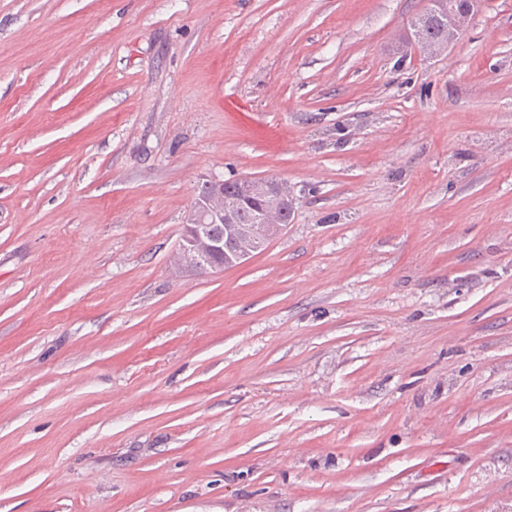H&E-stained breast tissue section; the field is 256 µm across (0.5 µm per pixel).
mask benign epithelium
Here are the masks:
<instances>
[{
  "instance_id": "obj_1",
  "label": "benign epithelium",
  "mask_w": 512,
  "mask_h": 512,
  "mask_svg": "<svg viewBox=\"0 0 512 512\" xmlns=\"http://www.w3.org/2000/svg\"><path fill=\"white\" fill-rule=\"evenodd\" d=\"M485 0H430L434 12L448 16V38L429 40L419 34L420 20L406 23V47L425 58L448 53L468 30ZM296 197L287 182L275 177H239L231 192L224 181L204 178L187 212L181 243L172 259L179 272L206 275L238 267L282 234L295 211ZM252 208L251 221L238 220L242 208Z\"/></svg>"
}]
</instances>
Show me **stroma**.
Masks as SVG:
<instances>
[{
    "label": "stroma",
    "instance_id": "35a3bbf8",
    "mask_svg": "<svg viewBox=\"0 0 512 512\" xmlns=\"http://www.w3.org/2000/svg\"><path fill=\"white\" fill-rule=\"evenodd\" d=\"M0 0V512H512V0ZM295 188L170 264L201 178ZM434 12L448 15V20L428 12L417 14L421 18L422 35L419 34L420 20L411 19L406 23V45L416 54L425 58H436L448 53V48L456 43L468 30L472 20L478 15L485 0H430ZM448 38V39H445ZM232 180L203 178L199 182L172 259L178 272L203 276L241 266L288 226L297 198L287 182L275 177H238L235 187ZM245 206L252 213L246 208L239 216Z\"/></svg>",
    "mask_w": 512,
    "mask_h": 512
}]
</instances>
